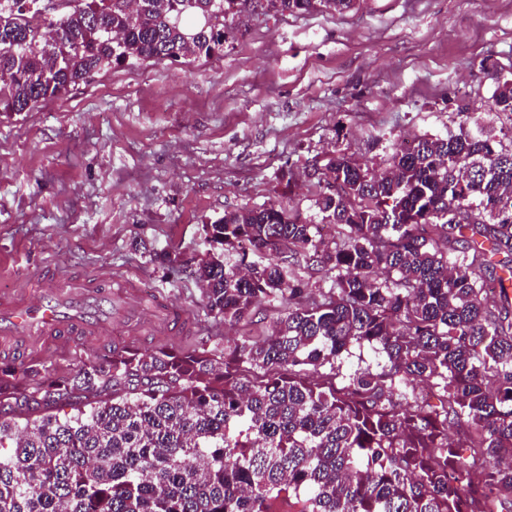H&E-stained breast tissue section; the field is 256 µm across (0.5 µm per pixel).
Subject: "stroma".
Returning a JSON list of instances; mask_svg holds the SVG:
<instances>
[{
	"label": "stroma",
	"mask_w": 512,
	"mask_h": 512,
	"mask_svg": "<svg viewBox=\"0 0 512 512\" xmlns=\"http://www.w3.org/2000/svg\"><path fill=\"white\" fill-rule=\"evenodd\" d=\"M512 72V0H356L344 12L239 20L224 53L98 70L59 99L0 112V290L50 266L103 269L181 306L185 348L271 331L207 314L190 270L160 252L207 249L204 225L242 206L317 219L313 176L343 153L386 167L392 141L496 123V75ZM154 315L81 337L151 349Z\"/></svg>",
	"instance_id": "1"
}]
</instances>
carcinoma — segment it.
<instances>
[{
	"label": "carcinoma",
	"instance_id": "carcinoma-1",
	"mask_svg": "<svg viewBox=\"0 0 512 512\" xmlns=\"http://www.w3.org/2000/svg\"><path fill=\"white\" fill-rule=\"evenodd\" d=\"M0 0V112L58 98L104 66L224 51L240 0ZM354 0H266L265 13ZM501 128L391 143L381 173L343 154L321 224L274 205L203 231L202 302L224 323L274 311L272 335L191 350L112 346L67 377L0 363V512H499L512 505V78ZM331 282L315 294L296 267ZM353 345L376 366L340 375ZM430 381V395L412 383ZM69 405L62 420L48 410ZM465 428L448 442V426Z\"/></svg>",
	"mask_w": 512,
	"mask_h": 512
}]
</instances>
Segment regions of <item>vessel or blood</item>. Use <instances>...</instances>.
I'll return each mask as SVG.
<instances>
[{"label":"vessel or blood","mask_w":512,"mask_h":512,"mask_svg":"<svg viewBox=\"0 0 512 512\" xmlns=\"http://www.w3.org/2000/svg\"><path fill=\"white\" fill-rule=\"evenodd\" d=\"M142 298L138 283L131 278L96 271L74 279L51 267L42 274L38 287L0 294V338L12 341L13 353L21 361L49 348L64 354L72 348L73 337L111 330V323L88 317L87 308L117 302L132 320ZM153 313L162 335H185L186 315L174 302L159 300Z\"/></svg>","instance_id":"1"}]
</instances>
